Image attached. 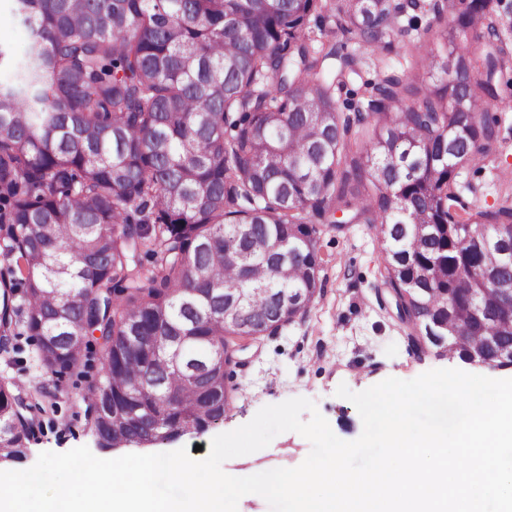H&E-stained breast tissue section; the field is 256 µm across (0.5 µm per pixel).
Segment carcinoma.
<instances>
[{"mask_svg": "<svg viewBox=\"0 0 512 512\" xmlns=\"http://www.w3.org/2000/svg\"><path fill=\"white\" fill-rule=\"evenodd\" d=\"M12 2L30 44L0 85V350L21 363L27 336L54 380L99 333V448L224 421L246 337L288 325L281 295L306 310L322 290L320 223L382 234L409 341L433 317L512 343V194L473 208L460 185L501 146L483 118L509 108L501 0ZM427 13L450 24L437 53ZM327 18L363 50L322 41ZM397 42L420 54L403 75L371 60ZM47 397L0 380V465L27 456Z\"/></svg>", "mask_w": 512, "mask_h": 512, "instance_id": "1", "label": "carcinoma"}]
</instances>
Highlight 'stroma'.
Listing matches in <instances>:
<instances>
[{
	"label": "stroma",
	"instance_id": "obj_1",
	"mask_svg": "<svg viewBox=\"0 0 512 512\" xmlns=\"http://www.w3.org/2000/svg\"><path fill=\"white\" fill-rule=\"evenodd\" d=\"M30 43L26 27L12 12L11 0H0V47L8 50L11 63L0 66V83H14L16 63ZM505 143L499 152L477 165L466 166L464 181L474 191L469 199L479 206L493 205L504 190L501 173L512 171V112L501 117ZM323 287L309 310L286 325L277 336L249 341L242 353L245 365L236 370L235 408L222 422L197 435H185L154 445V452L209 446L213 437L249 422L266 405L295 397L313 401L340 439L352 441L362 432V421L349 400L338 397L339 385L355 392L386 378L411 380L441 368L472 372L458 356L436 351L413 355L405 339V327L393 306H381L377 296L381 245L367 225L353 224L339 233L328 224L318 227ZM90 361L82 374L59 378L53 401L56 408L35 427L37 440L18 469L31 467L40 453H62L85 446L95 448L88 430L82 397L99 374V345L91 343ZM311 450L310 442L295 432L276 436L264 449L224 462L225 473L244 477L257 470L299 466Z\"/></svg>",
	"mask_w": 512,
	"mask_h": 512
}]
</instances>
